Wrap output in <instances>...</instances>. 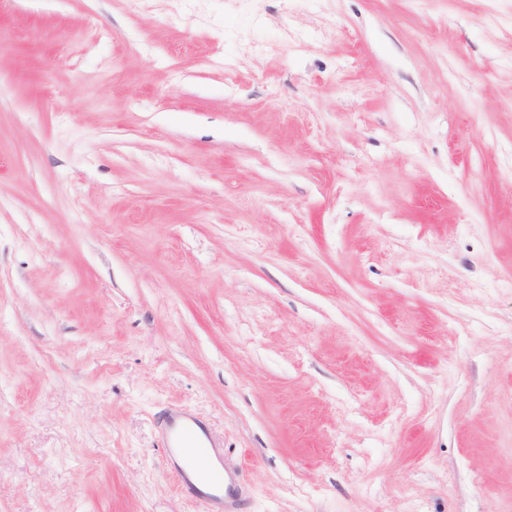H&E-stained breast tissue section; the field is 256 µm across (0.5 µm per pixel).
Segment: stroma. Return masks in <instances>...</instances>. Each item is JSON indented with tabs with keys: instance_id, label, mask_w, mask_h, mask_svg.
<instances>
[{
	"instance_id": "stroma-1",
	"label": "stroma",
	"mask_w": 512,
	"mask_h": 512,
	"mask_svg": "<svg viewBox=\"0 0 512 512\" xmlns=\"http://www.w3.org/2000/svg\"><path fill=\"white\" fill-rule=\"evenodd\" d=\"M512 512V0H0V512ZM164 446L168 455L182 458L183 465L178 473L180 485L195 496L206 511L222 503L225 512H237L234 479L219 462L223 445L213 441L189 414L174 413L167 419Z\"/></svg>"
}]
</instances>
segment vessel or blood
<instances>
[{"label": "vessel or blood", "mask_w": 512, "mask_h": 512, "mask_svg": "<svg viewBox=\"0 0 512 512\" xmlns=\"http://www.w3.org/2000/svg\"><path fill=\"white\" fill-rule=\"evenodd\" d=\"M164 446L168 454L182 458L178 480L204 508L220 504L224 512H237V488L233 477L219 460L220 443L200 429L184 412L172 414L165 427Z\"/></svg>", "instance_id": "vessel-or-blood-1"}]
</instances>
